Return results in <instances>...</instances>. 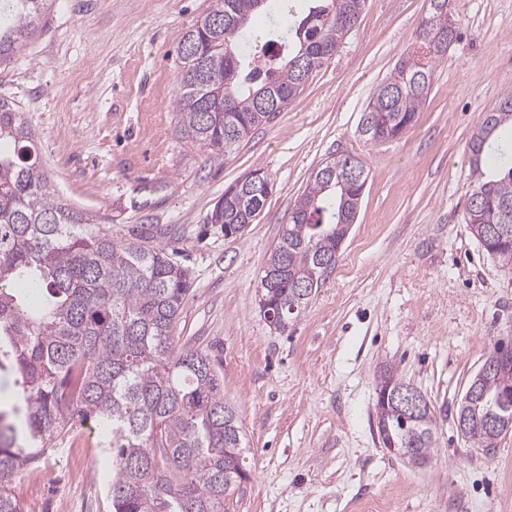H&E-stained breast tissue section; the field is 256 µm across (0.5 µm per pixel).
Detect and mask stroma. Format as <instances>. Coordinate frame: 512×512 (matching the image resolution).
<instances>
[{"label": "stroma", "instance_id": "obj_1", "mask_svg": "<svg viewBox=\"0 0 512 512\" xmlns=\"http://www.w3.org/2000/svg\"><path fill=\"white\" fill-rule=\"evenodd\" d=\"M212 0H54L0 71V98L36 128L60 196L112 218V235L171 224L168 252L192 287L174 329L224 375L246 434L250 479L226 512H512V435L494 456L471 450L454 411L494 343H512V271L472 235L468 144L512 91V0H448L460 36L400 136L357 127L402 56L429 0H366L332 60L284 112L213 159L181 140L173 107L177 48ZM358 156L368 180L355 224L322 288L287 331L259 306L264 260L332 155ZM263 170L274 185L244 233L206 218L225 189ZM393 368L431 401L436 448L422 468L381 447L377 379ZM72 437L12 484L24 512H112V465L85 463Z\"/></svg>", "mask_w": 512, "mask_h": 512}]
</instances>
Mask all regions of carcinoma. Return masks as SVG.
I'll list each match as a JSON object with an SVG mask.
<instances>
[{
	"label": "carcinoma",
	"instance_id": "cac0c4a2",
	"mask_svg": "<svg viewBox=\"0 0 512 512\" xmlns=\"http://www.w3.org/2000/svg\"><path fill=\"white\" fill-rule=\"evenodd\" d=\"M288 36L252 27L260 0H213L185 32L174 101L177 132L209 157L224 156L272 121L308 77L298 66L327 64L349 34L341 17L359 18L366 0H316ZM52 0H0V67L20 55ZM453 43L457 20L448 0H429L418 35ZM439 55H408L377 87L364 113L382 122L358 128L368 141L405 131L431 89ZM477 181L467 200L472 229L487 234L499 261L512 265V92L485 113L468 144ZM352 180L338 155L313 171L264 269L285 276L261 286L259 306L282 310L270 325L282 332L335 268L346 230L356 220L368 179ZM273 190L267 177L246 176L224 190L207 217L224 235L253 223ZM96 216L62 200L39 157L24 113L0 99V373L13 378L0 399V512H23L15 477L53 450L74 425L98 422L112 457V512H224L249 479L235 465L244 433L224 400L209 355L178 344L174 328L188 296V269L164 243L170 225L149 224L118 240ZM436 417L415 422L387 415L378 434L402 448L418 439L419 461L434 451ZM502 436L484 416L467 420L471 448H496Z\"/></svg>",
	"mask_w": 512,
	"mask_h": 512
}]
</instances>
